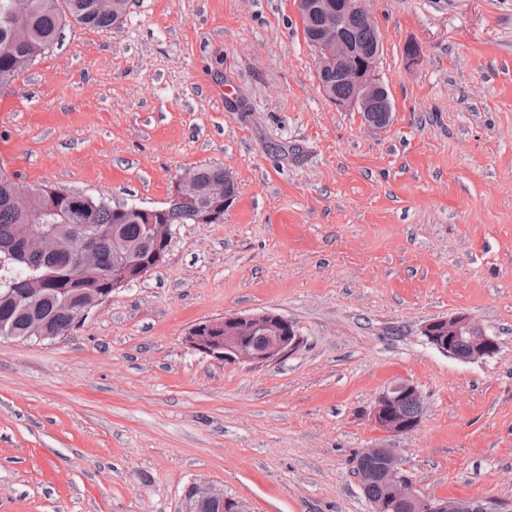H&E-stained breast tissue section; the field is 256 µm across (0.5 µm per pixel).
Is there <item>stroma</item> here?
I'll list each match as a JSON object with an SVG mask.
<instances>
[{"label": "stroma", "instance_id": "stroma-1", "mask_svg": "<svg viewBox=\"0 0 512 512\" xmlns=\"http://www.w3.org/2000/svg\"><path fill=\"white\" fill-rule=\"evenodd\" d=\"M366 7L383 128L320 91L295 0H133L0 92V166L24 184L118 207L160 205L201 165L237 181L223 222L177 225L67 336L0 338V512H183L196 482L253 512H370L350 464L367 448L395 449L419 493L512 500V0ZM264 311L302 338L285 358L184 340ZM457 313L497 354L426 343ZM400 381L423 416L393 437L371 409Z\"/></svg>", "mask_w": 512, "mask_h": 512}]
</instances>
